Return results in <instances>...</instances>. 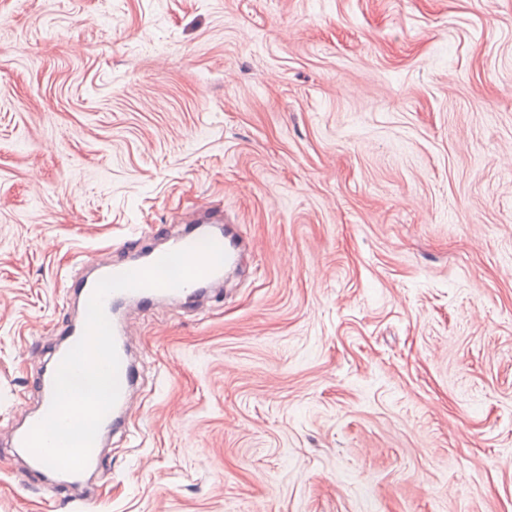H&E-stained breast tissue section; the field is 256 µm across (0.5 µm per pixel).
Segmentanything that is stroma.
Returning a JSON list of instances; mask_svg holds the SVG:
<instances>
[{"instance_id":"stroma-1","label":"stroma","mask_w":512,"mask_h":512,"mask_svg":"<svg viewBox=\"0 0 512 512\" xmlns=\"http://www.w3.org/2000/svg\"><path fill=\"white\" fill-rule=\"evenodd\" d=\"M211 202L100 512H512V0H0V512H77L10 446L67 282Z\"/></svg>"}]
</instances>
